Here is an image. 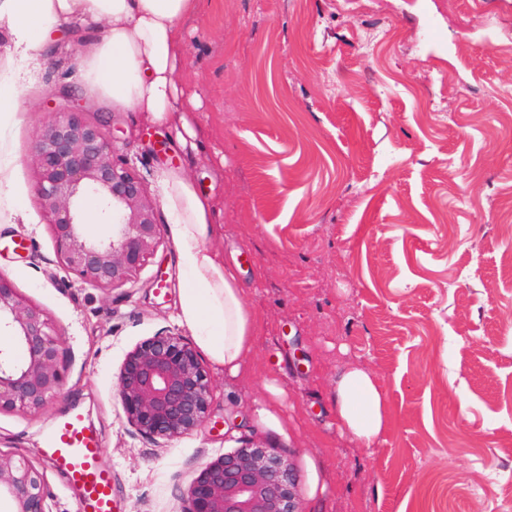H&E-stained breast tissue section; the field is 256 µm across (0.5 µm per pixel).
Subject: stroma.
Here are the masks:
<instances>
[{"label":"stroma","mask_w":512,"mask_h":512,"mask_svg":"<svg viewBox=\"0 0 512 512\" xmlns=\"http://www.w3.org/2000/svg\"><path fill=\"white\" fill-rule=\"evenodd\" d=\"M180 25L195 149L82 85L105 29L79 22L51 33L20 121L0 124L14 157L0 274L66 349L60 394L0 414V449L43 469L48 512H78V490L40 450L73 410L99 434L122 512H184L202 464L245 442L293 462L302 512H432L430 484L446 512H512V56L495 51L512 41V0H199ZM62 87L112 126L154 198L163 172L211 197L206 244L237 263L260 317L239 375L208 366V417L189 434L138 433L117 395L138 343L191 336L167 210L136 283L107 292L56 263L28 159ZM346 366L385 393L369 448L336 424ZM270 384L284 433L257 415Z\"/></svg>","instance_id":"obj_1"}]
</instances>
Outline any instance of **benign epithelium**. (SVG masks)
<instances>
[{
  "mask_svg": "<svg viewBox=\"0 0 512 512\" xmlns=\"http://www.w3.org/2000/svg\"><path fill=\"white\" fill-rule=\"evenodd\" d=\"M56 116L36 137L30 163L36 198L57 263L104 291L136 281L158 250L157 203L143 178L116 154L113 136L88 117L68 91L51 102ZM100 204L105 230L87 221L85 201ZM0 334L24 350L0 349V413H35L60 391L64 348L46 311L0 274ZM129 424L171 439L207 419L210 383L195 347L173 334L147 338L129 351L117 376ZM292 463L246 443L206 463L188 489L186 512H301ZM11 512H46V482L33 461L0 452V502Z\"/></svg>",
  "mask_w": 512,
  "mask_h": 512,
  "instance_id": "7a95c632",
  "label": "benign epithelium"
}]
</instances>
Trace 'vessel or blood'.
<instances>
[{
  "mask_svg": "<svg viewBox=\"0 0 512 512\" xmlns=\"http://www.w3.org/2000/svg\"><path fill=\"white\" fill-rule=\"evenodd\" d=\"M42 452L54 469L80 488V512H120L112 476L98 464L99 438L81 414H67L54 422L44 437Z\"/></svg>",
  "mask_w": 512,
  "mask_h": 512,
  "instance_id": "1",
  "label": "vessel or blood"
}]
</instances>
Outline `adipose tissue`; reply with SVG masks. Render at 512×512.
<instances>
[{
  "instance_id": "obj_1",
  "label": "adipose tissue",
  "mask_w": 512,
  "mask_h": 512,
  "mask_svg": "<svg viewBox=\"0 0 512 512\" xmlns=\"http://www.w3.org/2000/svg\"><path fill=\"white\" fill-rule=\"evenodd\" d=\"M196 9L197 0H0V31L10 56L34 62L53 26L105 23L104 39L81 59V81L112 109L165 123L198 104L184 99L176 79L186 54L179 21ZM159 182L184 275L180 321L215 365L237 374L259 319L244 300L234 265L205 244L210 200L182 176L165 172ZM333 399L339 426L372 445L387 424L375 377L361 367L342 369Z\"/></svg>"
}]
</instances>
